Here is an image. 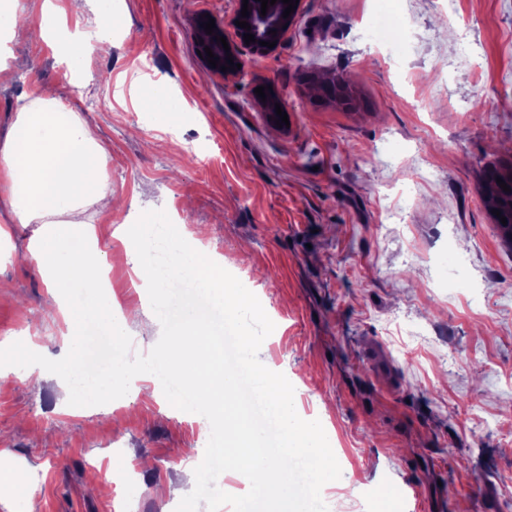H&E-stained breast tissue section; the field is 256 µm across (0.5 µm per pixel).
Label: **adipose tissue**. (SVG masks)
Masks as SVG:
<instances>
[{"label":"adipose tissue","instance_id":"ef3b65f1","mask_svg":"<svg viewBox=\"0 0 512 512\" xmlns=\"http://www.w3.org/2000/svg\"><path fill=\"white\" fill-rule=\"evenodd\" d=\"M111 11L110 0H97L92 17L94 30L61 40L59 51L82 61L102 50L109 41L104 23ZM104 154L94 126L67 109L58 92H41L26 100L0 152V169L9 183L6 199L16 223L41 224L29 252L41 271L56 274L50 295L54 312L68 323L64 343L67 355L61 364L68 371L72 390L81 387V338L86 322L94 319L104 324L113 339L112 378L94 387L98 399H111L112 383L135 378L152 381L155 359L163 357L185 390L194 392L201 401L225 398L221 423L227 454L275 512H298L288 487L295 462H303L317 482L331 483L336 479V460L324 425L315 418L298 419L287 383L256 359L250 333L241 336L242 361L280 427L285 450L278 455L266 451L245 415L228 402L229 380L215 369L219 351L211 346L208 328L200 318H190L180 329L177 341L162 353L151 351L129 359L126 345L134 335L131 324L139 310L134 306L123 309L114 303L101 267L88 258L87 247L97 235L96 225L66 218L68 212L90 201L111 205L112 190L101 164ZM73 278L90 291L86 305L79 309L71 308L63 297L64 287ZM2 484L11 488L10 496L0 500L7 512L18 505L23 512H38L40 487L35 469L20 472L1 468Z\"/></svg>","mask_w":512,"mask_h":512}]
</instances>
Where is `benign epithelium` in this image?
Here are the masks:
<instances>
[{"instance_id":"benign-epithelium-1","label":"benign epithelium","mask_w":512,"mask_h":512,"mask_svg":"<svg viewBox=\"0 0 512 512\" xmlns=\"http://www.w3.org/2000/svg\"><path fill=\"white\" fill-rule=\"evenodd\" d=\"M256 0H248V12L249 15L244 17L241 15L243 8V0H238V7L233 16L224 21H215L216 29L213 34L209 35L205 31L201 24L207 21V16L199 15L194 18L192 25V33L196 42L200 45L208 47L212 50L213 54L219 57V67L212 69L214 73H221L225 76L235 75L239 73V70H227L221 71V67L226 65L227 54H232L233 62L245 64V59L242 54V47H247L248 53L253 58H265L278 53L282 43L288 36L290 28H292L294 16L287 18L283 17L284 9L287 5L276 0V3L270 7L266 12V15H260V10L255 6ZM246 21L251 26V29L246 30L236 25L238 21ZM276 31V34H270V31ZM250 33L254 35L255 41L250 44H245L244 33ZM224 36L230 47V51H225L223 45L217 40V37ZM276 42V45L272 48L260 45V42ZM267 85L271 86V89L266 91V99L254 97L255 104L261 109V111L268 114L275 113V104H280L283 110H288L286 98L282 92V89L274 82H267Z\"/></svg>"}]
</instances>
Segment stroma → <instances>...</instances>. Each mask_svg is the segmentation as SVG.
<instances>
[{"mask_svg": "<svg viewBox=\"0 0 512 512\" xmlns=\"http://www.w3.org/2000/svg\"><path fill=\"white\" fill-rule=\"evenodd\" d=\"M403 48L370 26L379 0H301L277 55L212 73L191 22L229 18L236 0H112V41L74 64L46 42L20 0L25 50L0 82V150L19 104L65 87L97 131L120 210L88 204L94 259L124 304L116 228L167 213L186 241L224 257L275 328L260 359L300 412L325 417L339 485L303 483L301 512H504L512 505V250L483 195L487 165H512V0H392ZM274 80L291 123L265 120L252 91ZM342 83L344 101L321 96ZM172 113L160 124L156 112ZM0 466L36 468L40 512H179L175 490L201 459L196 495L213 512H263L224 455L215 403L173 409L115 387L109 402L66 396L48 363L66 326L45 312L47 280L29 258L37 230L0 205ZM149 471L111 466L113 452Z\"/></svg>", "mask_w": 512, "mask_h": 512, "instance_id": "35a3bbf8", "label": "stroma"}]
</instances>
